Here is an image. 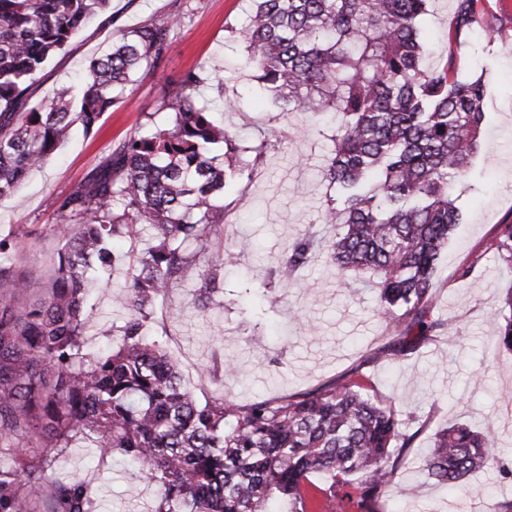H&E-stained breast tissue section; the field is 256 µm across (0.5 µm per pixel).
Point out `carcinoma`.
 I'll return each mask as SVG.
<instances>
[{
    "label": "carcinoma",
    "instance_id": "obj_1",
    "mask_svg": "<svg viewBox=\"0 0 512 512\" xmlns=\"http://www.w3.org/2000/svg\"><path fill=\"white\" fill-rule=\"evenodd\" d=\"M110 0H0V198L40 168L79 124L127 97L136 75L170 47L173 18L125 33L88 65L81 97L60 86L38 108L29 91L48 60ZM238 30L246 66L274 103L310 124L339 116L323 178L335 197L319 223L336 227L321 242L307 231L274 274L295 280L318 250L343 282L355 276L378 292L376 312L395 335L397 362L436 335L435 274L461 222L457 200L477 188L472 160L485 112L483 78L462 76L455 45L477 22L476 0H456L444 63L428 62L420 23L431 0H253ZM207 76L187 72L165 103L169 125L109 149L76 186L53 201L63 248L46 294L28 298L26 272L0 240V439L80 441L119 455L155 486L154 512H269L286 499L306 512L310 477L324 492L351 487L358 509L392 486L399 458L413 446L402 415L378 402L363 377L241 405L224 397L201 405L166 345L148 335L156 301L223 233L218 201L227 184L249 175L242 153L267 143H235L194 97ZM152 244L140 269L114 297L130 312L121 340L89 353L87 295L116 265V239ZM491 248L512 273V220L495 225ZM495 314L492 343L512 352V293ZM491 432L465 423L435 433L425 475L450 487L497 461ZM0 467V512H93L88 483L51 480L43 457L9 448Z\"/></svg>",
    "mask_w": 512,
    "mask_h": 512
}]
</instances>
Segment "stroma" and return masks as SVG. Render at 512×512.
<instances>
[{
  "mask_svg": "<svg viewBox=\"0 0 512 512\" xmlns=\"http://www.w3.org/2000/svg\"><path fill=\"white\" fill-rule=\"evenodd\" d=\"M249 9L250 0H110L105 12L78 29L44 67L30 92L32 105L46 103L60 85L77 83L88 62L125 32L179 19L157 69L141 71L123 103L104 113L94 129H76L16 193L0 199V239L16 244L31 295L42 296L64 245L53 198L81 181L111 146L142 131L147 119L164 124L163 105L182 75L205 68L208 81L197 92L198 101L240 143L263 141L267 148L252 162L250 178L225 192L223 236L196 253L156 304L154 335L165 342L202 403L227 396L244 405L363 375L377 399L393 403L416 435L398 471L410 494L388 491L375 512H496L499 501L512 500V481L499 472L500 465L512 463V353L487 347L484 338L512 292V274L486 246L494 225L512 220V0H478L477 14L485 23L461 36L466 43L461 72L486 74L489 139L475 159L479 188L460 197L464 221L449 239L435 276L436 314L445 328L397 363L386 357L394 337L376 314L374 288L341 286L323 255L293 284L273 274L288 243L304 230L321 229L318 217L331 195L321 170L333 148L332 128L311 126L304 115L283 112L256 96L245 45L233 34ZM453 13L454 0H433L423 21L432 63L448 54ZM229 99L237 101L236 111H225ZM243 238L250 243L245 251L237 246ZM148 246L144 236L114 242L122 262L110 287L92 292L85 336L89 351L112 346L113 337L99 335L98 329L123 324L126 313L113 306L112 293L137 273V258ZM474 259L479 262L475 274L460 278V268ZM206 273L217 274L221 288L205 304L198 287ZM256 274L263 287L245 292ZM260 310L266 316L257 324L249 314ZM228 358L237 366L235 374L224 372ZM458 422L490 430L500 463L467 477L465 490L452 492L424 479L421 467L435 431ZM48 474L85 480L94 512L152 510L155 488L85 443L52 451Z\"/></svg>",
  "mask_w": 512,
  "mask_h": 512,
  "instance_id": "obj_1",
  "label": "stroma"
}]
</instances>
